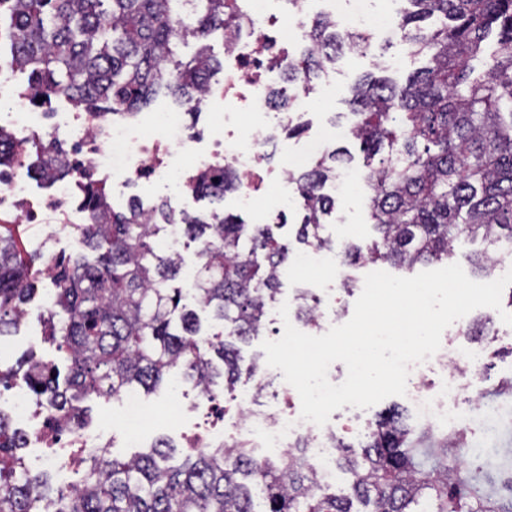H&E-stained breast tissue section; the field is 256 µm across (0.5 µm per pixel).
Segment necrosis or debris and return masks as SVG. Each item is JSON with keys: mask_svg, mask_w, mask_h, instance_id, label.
Returning a JSON list of instances; mask_svg holds the SVG:
<instances>
[{"mask_svg": "<svg viewBox=\"0 0 512 512\" xmlns=\"http://www.w3.org/2000/svg\"><path fill=\"white\" fill-rule=\"evenodd\" d=\"M323 2L327 15L336 17L348 31L373 34L395 31L396 10L372 11L361 6L348 11L343 0H235L239 23L226 33L224 79L210 83L202 103L219 110L217 125L189 126L183 113L111 112L99 114L65 107L45 111L40 106L41 88L20 83L15 65L0 66V130L9 136L14 155L11 166H0V223L44 224L48 230L39 247L47 259H54L60 240L76 241L86 219L76 207L89 178L111 184L161 182L170 187V210H188L193 196L191 185L204 172L226 169L239 182L234 195L238 207L250 209L265 202L269 214L282 212L295 198L292 173L308 167L311 159L325 150L321 140L306 141L292 154L271 166L265 145L275 143V132L288 114L307 111L313 100L309 89H294L293 108L285 114L270 103L267 92L282 85L290 45L304 38V27L316 2ZM56 145L62 153L67 175L52 182L48 197L36 196L26 171L31 143ZM182 148L187 162L173 160L174 148ZM476 364L465 356L459 341L442 344L429 360L411 366L406 401L415 421L425 428L448 426L471 429L491 426L499 418V401L479 395L468 414L452 415L448 409L466 383H480ZM294 392L282 371L260 372L235 397L237 414L233 422L237 436L256 460L288 454L295 442H304L303 455L312 464L321 484L336 479L334 437L339 427H352L353 418L343 424L328 421L324 426L301 420L299 410L280 408L279 402ZM28 443L60 451L52 464L66 471L65 453L70 448H98V437L79 429L61 437L45 427H33Z\"/></svg>", "mask_w": 512, "mask_h": 512, "instance_id": "4bbe7bcc", "label": "necrosis or debris"}]
</instances>
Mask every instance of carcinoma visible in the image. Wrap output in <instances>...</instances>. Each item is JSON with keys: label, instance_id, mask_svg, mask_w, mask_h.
<instances>
[{"label": "carcinoma", "instance_id": "cac0c4a2", "mask_svg": "<svg viewBox=\"0 0 512 512\" xmlns=\"http://www.w3.org/2000/svg\"><path fill=\"white\" fill-rule=\"evenodd\" d=\"M186 17L179 0H0V31L11 35L10 59L48 91H60L87 112H136L165 89L180 104L198 102L222 69L210 37L233 24L235 0H196ZM414 10L398 19L401 38L427 65L398 83L364 75L345 99L360 117L351 135L377 159L369 179V215L375 237L345 246L343 262L360 260L411 269L452 262L461 239L481 241L466 255L486 280L495 276L497 252L512 244V0H408ZM496 35L495 42L490 36ZM194 39L190 60L177 42ZM306 46L288 64L286 85L270 89L277 108H292L289 88L306 85L346 51L366 52L371 36L348 33L320 15L305 32ZM343 161L334 150L292 175L303 217L295 238L305 251L333 252L322 236L323 219L336 209L326 193ZM237 187L228 171L202 176L200 198L224 201ZM103 179L88 182L89 213L79 248L51 264L57 294L47 309L48 332L66 354L69 375L30 358L26 370L4 373L0 384L23 383L41 406L53 410L47 425L61 432L86 424L78 406L87 394L108 400L161 389L172 374L215 394L217 379L232 386L242 372L237 343L266 329L267 310L278 301L289 259L281 231L287 225L246 224L214 209L181 216L198 243L195 298L222 330L201 336L196 313L181 306L171 286L183 257L160 254L152 239L168 223L166 203L144 221L138 202L101 222ZM95 254L89 260L87 252ZM39 270L31 268L11 236L0 232V337L11 334L26 311ZM297 317L317 325V304L299 295ZM23 433L0 413V512H257L250 486L262 487L263 512H512V499L485 488L481 467L462 469L456 450L470 454L466 435L425 429L415 437L403 411L379 416L363 445L336 438V462L354 474V496L338 497L318 485L317 474L296 452L259 464L239 440L169 464L175 446L158 440L147 452L121 460L83 459V484L52 489L32 471L20 450Z\"/></svg>", "mask_w": 512, "mask_h": 512}]
</instances>
